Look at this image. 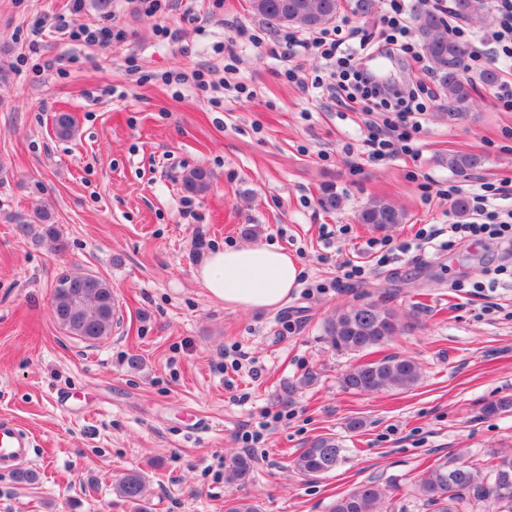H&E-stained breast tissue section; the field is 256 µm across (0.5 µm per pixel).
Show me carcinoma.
<instances>
[{
	"mask_svg": "<svg viewBox=\"0 0 512 512\" xmlns=\"http://www.w3.org/2000/svg\"><path fill=\"white\" fill-rule=\"evenodd\" d=\"M251 11L275 27L316 30L331 24L339 15L340 0H249ZM453 14L465 21L488 20L486 0H453ZM421 49L430 65L434 81L448 98L449 119H460L473 105L472 86L466 77V57L460 55L461 42L448 31L444 15L435 9L416 17ZM54 132L61 139L74 135L73 117L68 112L54 115ZM448 170L466 174L482 164L475 154L450 153ZM211 173L202 168L188 172L184 189L195 195L206 193ZM404 213L389 202L375 198L357 214L360 224L386 231L403 223ZM52 314L71 336L94 342L112 333L115 302L111 285L93 275L63 274L52 295ZM397 313L378 302L342 307L326 320V342L338 352L372 353L384 346L400 330ZM422 371L410 357L387 355L365 361L346 371L341 386L354 393L381 391L408 392L420 382ZM345 448L332 434L311 440L293 459L292 467L307 478H317L336 469ZM251 462L241 456L230 459L226 478L244 484L250 479ZM116 490L135 502L144 494L143 477L131 472L122 477ZM416 491L429 512H465L471 501H486L492 512H512V454H492L483 468L446 462L430 465L416 484ZM391 490L376 479H369L334 501L331 512H387Z\"/></svg>",
	"mask_w": 512,
	"mask_h": 512,
	"instance_id": "1",
	"label": "carcinoma"
}]
</instances>
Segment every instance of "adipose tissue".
I'll use <instances>...</instances> for the list:
<instances>
[{
	"label": "adipose tissue",
	"mask_w": 512,
	"mask_h": 512,
	"mask_svg": "<svg viewBox=\"0 0 512 512\" xmlns=\"http://www.w3.org/2000/svg\"><path fill=\"white\" fill-rule=\"evenodd\" d=\"M301 267L287 250L262 244L212 253L196 273L211 298L237 310H275L299 286Z\"/></svg>",
	"instance_id": "adipose-tissue-1"
}]
</instances>
